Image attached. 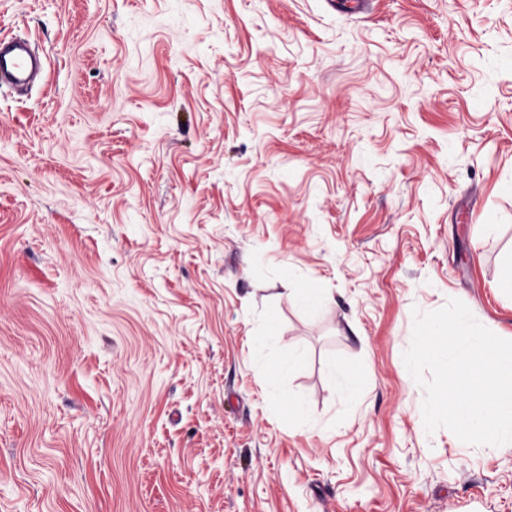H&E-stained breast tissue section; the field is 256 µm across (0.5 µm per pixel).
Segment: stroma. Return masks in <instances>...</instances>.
<instances>
[{"mask_svg":"<svg viewBox=\"0 0 512 512\" xmlns=\"http://www.w3.org/2000/svg\"><path fill=\"white\" fill-rule=\"evenodd\" d=\"M1 35L45 66L0 84V512H512V447L427 432L403 360L451 298L512 340V0Z\"/></svg>","mask_w":512,"mask_h":512,"instance_id":"obj_1","label":"stroma"}]
</instances>
